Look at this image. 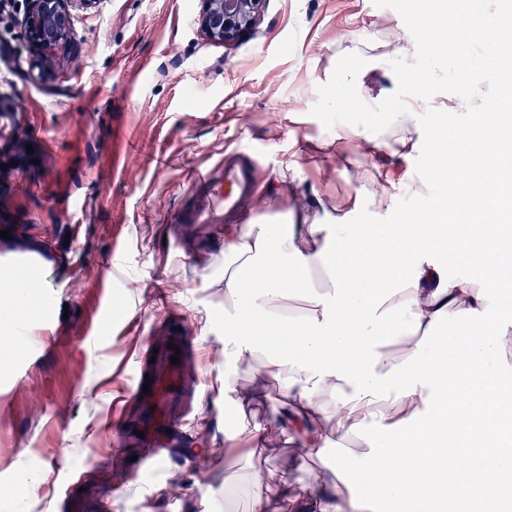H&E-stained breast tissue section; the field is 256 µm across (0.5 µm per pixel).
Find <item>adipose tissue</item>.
Masks as SVG:
<instances>
[{"label":"adipose tissue","mask_w":512,"mask_h":512,"mask_svg":"<svg viewBox=\"0 0 512 512\" xmlns=\"http://www.w3.org/2000/svg\"><path fill=\"white\" fill-rule=\"evenodd\" d=\"M404 96L381 88L380 124L337 125L328 166L349 151L428 157L423 186L449 188L424 221L354 224L359 199L318 197L283 224L253 221L227 232L225 300L235 308L224 342L240 365L279 378L274 413L283 435L323 453L336 449L312 484L279 490L294 512H506L512 504V100L485 91L501 61L486 44L455 39L478 58L467 91L426 94L432 72L420 47L382 45ZM438 122L426 128L425 112ZM492 130L462 148L460 132ZM455 256L452 275L439 257ZM409 276L398 279L401 270ZM40 272L20 266L0 282V335L30 313L23 288ZM468 329L457 334L459 321ZM461 358L449 361L447 342Z\"/></svg>","instance_id":"adipose-tissue-1"}]
</instances>
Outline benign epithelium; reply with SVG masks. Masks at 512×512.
Masks as SVG:
<instances>
[{"label":"benign epithelium","instance_id":"obj_1","mask_svg":"<svg viewBox=\"0 0 512 512\" xmlns=\"http://www.w3.org/2000/svg\"><path fill=\"white\" fill-rule=\"evenodd\" d=\"M101 0H23L16 19L23 36L33 49L26 78L47 82L50 58L66 47L74 36V13L96 9ZM267 0H201L197 22L214 42H235L252 32Z\"/></svg>","mask_w":512,"mask_h":512}]
</instances>
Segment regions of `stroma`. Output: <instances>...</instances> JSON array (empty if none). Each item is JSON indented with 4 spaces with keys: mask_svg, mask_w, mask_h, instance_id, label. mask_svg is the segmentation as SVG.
Returning <instances> with one entry per match:
<instances>
[{
    "mask_svg": "<svg viewBox=\"0 0 512 512\" xmlns=\"http://www.w3.org/2000/svg\"><path fill=\"white\" fill-rule=\"evenodd\" d=\"M407 2L268 0L256 29L224 45L199 31L200 0H101L77 12L74 43L41 85L22 77L30 51L18 9L0 11V46L13 58L0 62V98L14 107L0 119V278L48 261L30 298L41 313L19 315L0 372V486L17 489L0 512H101L110 500L113 512H250L252 468L275 484L322 472L293 443L254 458L225 452V437L273 416L268 399L242 411L224 399L254 373L224 357V209L195 178L222 181L224 152L237 148L257 165L253 215L279 223L316 194L357 195L362 222L387 223L354 174L374 158L356 153L351 171L326 174L319 139L371 121L360 101L337 111L336 71L371 67L376 95L382 39L415 37ZM21 142L33 151L19 164ZM179 334L195 350L183 398L165 413L183 437L161 469L140 474L136 410L122 433L104 424L133 386L140 349Z\"/></svg>",
    "mask_w": 512,
    "mask_h": 512,
    "instance_id": "1",
    "label": "stroma"
}]
</instances>
